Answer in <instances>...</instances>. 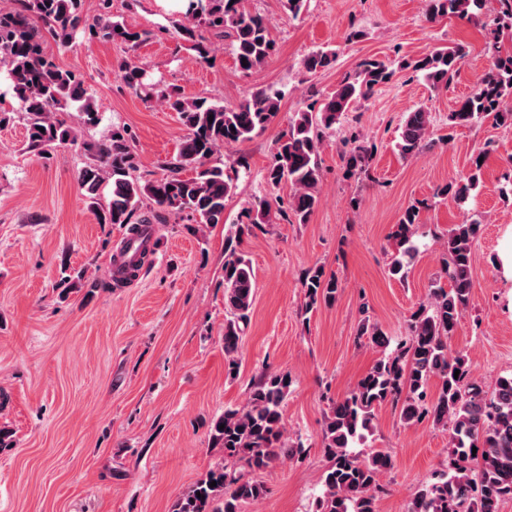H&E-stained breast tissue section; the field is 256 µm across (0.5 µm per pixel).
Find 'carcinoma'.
Returning a JSON list of instances; mask_svg holds the SVG:
<instances>
[{"mask_svg": "<svg viewBox=\"0 0 512 512\" xmlns=\"http://www.w3.org/2000/svg\"><path fill=\"white\" fill-rule=\"evenodd\" d=\"M82 0H16L9 12H0V74L4 75L17 107H0V124L7 114L23 115L26 149L48 158L57 149L75 142L77 130L63 114L75 107L84 122L94 124L98 112L91 87L84 78L59 67L47 56L43 44L51 38L67 47L84 20ZM184 11L172 24L173 35L205 60L209 50L203 31L230 41L235 62L243 72L262 65L276 50V42L265 18L238 9L239 0H182ZM430 22L456 18L479 20L487 0H424ZM493 18L492 39L486 50L491 66L479 78L475 90L448 113V127L471 126L492 121L495 126H512V51L503 50L504 38H512V0H498ZM91 37L101 42L138 46L148 33L100 14L87 25ZM468 55L461 43L441 46L403 63V68L421 76L433 92L448 90ZM247 65H242V62ZM336 52L317 49L304 59L310 73L329 68ZM120 77L134 94L156 99L177 113L187 129L179 152L161 176L141 182L135 172L139 161L132 148V135L115 128L100 142L86 146L88 161L78 171V183L90 200L98 223L128 226L126 244L143 233L146 224H165L171 216L205 226L224 223L226 201L235 193L239 169L210 164L221 149L251 139L276 119L282 93L261 89L233 107L207 98H189L180 89L147 86L146 72L136 63L122 61ZM393 76L389 64L376 57L362 59L354 74L347 76L322 101L312 102L293 113L288 130L276 141L265 169L264 180L272 188L287 184L288 198L263 200L255 210H245L246 223L235 224L224 238V367L236 376L240 367V343L250 320L255 280L250 261L241 249L243 236L263 224L285 221L306 224L320 201L322 169L320 153L327 134L336 130L353 105L369 98ZM433 117L420 106L404 114L398 128L396 148L400 155L415 156L432 145ZM343 160L349 177L367 172L375 146L352 132L344 139ZM472 159L468 174L448 182L441 193L459 205L480 184L483 165ZM192 175L182 176L185 170ZM112 185L109 201H97L100 188ZM152 208L142 211L145 201ZM419 210L408 208L400 217L392 237L397 241L389 272L405 274L409 261L418 253L414 241ZM480 232L476 221L456 224L442 244L439 278L448 281L431 286L430 299L411 315L409 337L388 349L389 338L365 319L358 336L382 356L342 398L330 404V415L322 430L324 456L329 466L323 474L322 495L315 512H378L381 479L394 466L383 451L360 456L352 448L362 444L375 428L376 412L384 404L399 409L407 426L424 421L448 431V472L419 489L407 512H500L512 499V375L497 380L486 391L472 376L469 357L451 351L449 340L472 300V248ZM302 286L307 306L336 300L339 284L320 266L308 269ZM459 375H454V372ZM436 390H430L432 379ZM292 379L286 373L270 374L253 385L246 403L228 408L213 418L209 436L212 446L224 452V462L185 492L174 512H241L242 505L263 498L265 485L237 471L266 470L279 456L302 450L300 442L286 435L280 407ZM216 486H210L211 482Z\"/></svg>", "mask_w": 512, "mask_h": 512, "instance_id": "cac0c4a2", "label": "carcinoma"}]
</instances>
